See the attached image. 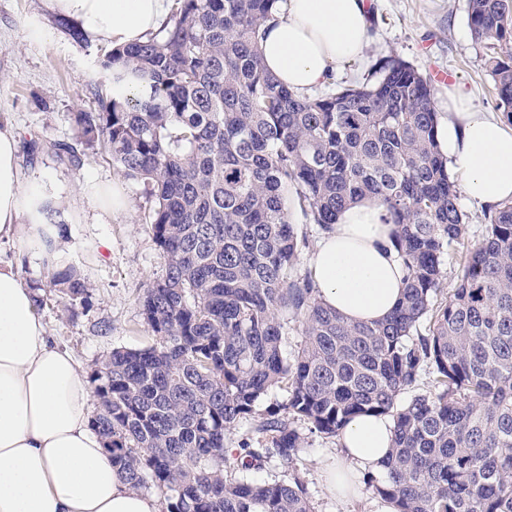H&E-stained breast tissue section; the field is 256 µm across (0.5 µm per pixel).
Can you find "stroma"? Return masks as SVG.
Returning a JSON list of instances; mask_svg holds the SVG:
<instances>
[{"label":"stroma","instance_id":"obj_1","mask_svg":"<svg viewBox=\"0 0 512 512\" xmlns=\"http://www.w3.org/2000/svg\"><path fill=\"white\" fill-rule=\"evenodd\" d=\"M371 33L361 61L336 71L328 89L362 82L383 57L397 55L424 74L452 68L459 87L475 107L497 112V97L482 51L467 24V0H370ZM43 0H0V127L17 132L18 163L24 182L41 185L47 200L63 206L68 236L63 264L77 266L92 285L89 305L68 318L57 296L39 313L54 341L71 350L82 370L92 373L112 349H139L154 343L140 303L147 286L162 276L165 263L150 225L141 223L146 207L141 188L94 156L82 167L59 164L42 150L30 151L31 138L68 141L73 113L97 107L93 88L100 43H77L57 30ZM117 188L126 207L102 216L100 193ZM335 439L310 438L299 468L315 512H381L370 492L341 499L326 486L325 467L334 462Z\"/></svg>","mask_w":512,"mask_h":512}]
</instances>
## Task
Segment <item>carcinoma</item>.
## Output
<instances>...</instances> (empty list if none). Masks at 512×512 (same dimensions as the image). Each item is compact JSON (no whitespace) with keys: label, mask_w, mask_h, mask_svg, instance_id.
I'll use <instances>...</instances> for the list:
<instances>
[{"label":"carcinoma","mask_w":512,"mask_h":512,"mask_svg":"<svg viewBox=\"0 0 512 512\" xmlns=\"http://www.w3.org/2000/svg\"><path fill=\"white\" fill-rule=\"evenodd\" d=\"M278 2L175 0L161 35L102 53L111 90L73 113L71 142L29 141L76 168L101 154L139 184L165 260L141 297L156 343L101 361L92 427L165 512H314L306 435L336 439L374 413L392 444L384 478L362 481L389 512H512V202L485 212L445 293L468 215L430 81L388 56L359 86H282L259 54ZM467 20L512 123V0H467ZM364 196L406 272L380 323L345 321L297 270L309 239L295 215L326 234ZM47 278L78 316L87 279L56 264ZM276 388L285 397L258 409ZM243 421L255 441L234 452L225 433Z\"/></svg>","instance_id":"carcinoma-1"}]
</instances>
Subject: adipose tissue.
Here are the masks:
<instances>
[{
  "label": "adipose tissue",
  "instance_id": "adipose-tissue-1",
  "mask_svg": "<svg viewBox=\"0 0 512 512\" xmlns=\"http://www.w3.org/2000/svg\"><path fill=\"white\" fill-rule=\"evenodd\" d=\"M55 16L77 23L106 45L143 41L161 24L167 0H43ZM365 0H285L267 22L260 56L288 88L306 93L364 55ZM448 120L437 140L467 200L494 206L512 200V127L472 106L459 87L448 89ZM17 134L0 129V239L16 238L41 261L59 259L58 225L21 223L42 198L24 189ZM372 198L340 211L309 270L325 306L350 321L387 319L402 299L404 268L391 225ZM93 393L75 358L53 342L36 306V292L0 263V512H163L157 495L130 489L93 430ZM392 439L386 416L362 415L344 429V460L331 492L354 494L353 477L378 469Z\"/></svg>",
  "mask_w": 512,
  "mask_h": 512
}]
</instances>
